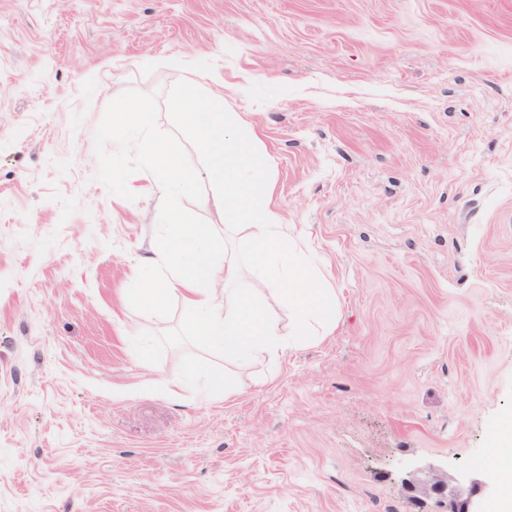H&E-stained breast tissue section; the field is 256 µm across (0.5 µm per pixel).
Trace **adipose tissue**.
Wrapping results in <instances>:
<instances>
[{
    "label": "adipose tissue",
    "instance_id": "adipose-tissue-1",
    "mask_svg": "<svg viewBox=\"0 0 512 512\" xmlns=\"http://www.w3.org/2000/svg\"><path fill=\"white\" fill-rule=\"evenodd\" d=\"M205 158L211 191L199 199L203 209L231 214L247 230L251 247L241 254L220 248L212 226L179 214L183 194L195 184L177 151L151 140L152 119L126 106L112 126L118 141L142 139L154 174L151 193L173 228L154 245L163 274L146 281L133 297L144 312L158 310L166 298H179L193 330L225 362H262L277 366L290 351L331 335L340 318L336 292L321 268L282 224L272 202L271 158L257 146L253 128L235 127L224 109L223 93L200 94L187 85L179 100ZM258 270V284L241 287L245 268ZM494 475L503 494L501 512H512V426L494 440Z\"/></svg>",
    "mask_w": 512,
    "mask_h": 512
}]
</instances>
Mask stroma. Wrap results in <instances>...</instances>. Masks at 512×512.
<instances>
[{
  "instance_id": "stroma-1",
  "label": "stroma",
  "mask_w": 512,
  "mask_h": 512,
  "mask_svg": "<svg viewBox=\"0 0 512 512\" xmlns=\"http://www.w3.org/2000/svg\"><path fill=\"white\" fill-rule=\"evenodd\" d=\"M224 93L341 317L226 365L139 258L170 216L124 105L210 185L177 105ZM201 359L240 395L169 396ZM512 420V0H0V512H445ZM404 487L416 499L440 497L448 503V512H482L476 491L478 482L469 471L448 467V461L421 464L418 460L404 462Z\"/></svg>"
}]
</instances>
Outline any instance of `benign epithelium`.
Returning <instances> with one entry per match:
<instances>
[{"mask_svg": "<svg viewBox=\"0 0 512 512\" xmlns=\"http://www.w3.org/2000/svg\"><path fill=\"white\" fill-rule=\"evenodd\" d=\"M404 487L417 499L434 495L448 503V512H482L476 497L478 482L473 474L448 467V462L422 464L415 459L404 462Z\"/></svg>", "mask_w": 512, "mask_h": 512, "instance_id": "1", "label": "benign epithelium"}]
</instances>
